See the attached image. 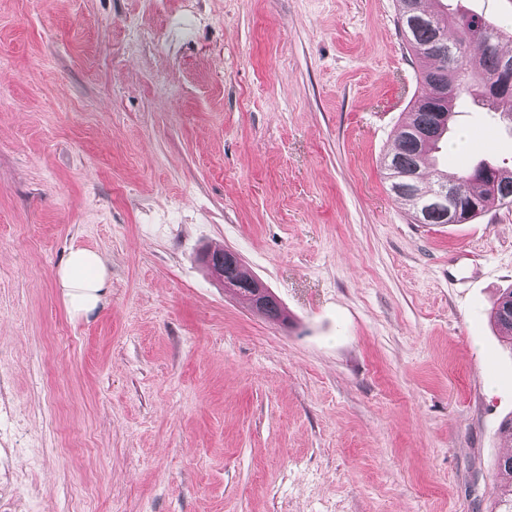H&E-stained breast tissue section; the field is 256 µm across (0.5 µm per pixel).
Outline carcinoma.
I'll use <instances>...</instances> for the list:
<instances>
[{"mask_svg": "<svg viewBox=\"0 0 512 512\" xmlns=\"http://www.w3.org/2000/svg\"><path fill=\"white\" fill-rule=\"evenodd\" d=\"M398 23L409 55L417 64L418 82L424 92L410 101L408 117L394 132L395 147L382 165L389 190L408 207L418 224H446L448 210L430 207L421 212L416 194L440 184L459 201L457 223L467 224L492 206L512 205V168L487 159L465 166L454 182L436 168L440 145L452 131L458 106L470 99L481 108L512 124V93L496 96L490 87L502 63L512 55L499 51L498 41L507 32L494 21L478 15L448 12L442 0H397ZM478 57V70L465 59ZM208 268L220 266L224 277L241 282L240 256L233 250L207 254ZM259 311L271 319L283 317L279 300L266 291ZM491 322L512 345V287L493 302ZM493 512H512V454L495 463Z\"/></svg>", "mask_w": 512, "mask_h": 512, "instance_id": "carcinoma-1", "label": "carcinoma"}]
</instances>
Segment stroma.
I'll return each instance as SVG.
<instances>
[{
  "label": "stroma",
  "mask_w": 512,
  "mask_h": 512,
  "mask_svg": "<svg viewBox=\"0 0 512 512\" xmlns=\"http://www.w3.org/2000/svg\"><path fill=\"white\" fill-rule=\"evenodd\" d=\"M415 72L395 0H0V512H492L512 206L389 193ZM462 109L439 168H512ZM75 248L109 268L86 318ZM56 288L74 317H88L103 302L108 285V270L102 257L93 250L77 248L54 271ZM239 259L241 257L233 250L214 251L207 254V265L209 270L220 266L224 269V277L244 282L248 278L240 271L243 265ZM490 317L499 335L508 338L512 346V286L504 288L493 302Z\"/></svg>",
  "instance_id": "stroma-1"
}]
</instances>
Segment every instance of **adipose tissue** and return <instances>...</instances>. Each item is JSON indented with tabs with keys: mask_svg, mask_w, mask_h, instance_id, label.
I'll use <instances>...</instances> for the list:
<instances>
[{
	"mask_svg": "<svg viewBox=\"0 0 512 512\" xmlns=\"http://www.w3.org/2000/svg\"><path fill=\"white\" fill-rule=\"evenodd\" d=\"M54 282L68 311L73 316L85 317L104 300L108 270L96 251L77 248L55 270Z\"/></svg>",
	"mask_w": 512,
	"mask_h": 512,
	"instance_id": "ef3b65f1",
	"label": "adipose tissue"
}]
</instances>
